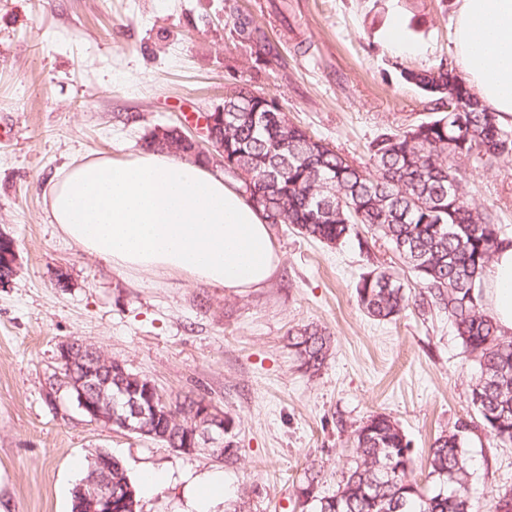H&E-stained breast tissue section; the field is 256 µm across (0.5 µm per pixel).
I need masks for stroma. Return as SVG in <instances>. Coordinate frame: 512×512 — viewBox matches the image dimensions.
Masks as SVG:
<instances>
[{
	"instance_id": "1",
	"label": "stroma",
	"mask_w": 512,
	"mask_h": 512,
	"mask_svg": "<svg viewBox=\"0 0 512 512\" xmlns=\"http://www.w3.org/2000/svg\"><path fill=\"white\" fill-rule=\"evenodd\" d=\"M454 12L455 0H0V235L16 249L0 287V512H71L83 477L73 463L99 450L132 482L168 473L137 512H189L188 482L216 471L221 512H299L306 474L319 471L321 494L332 493L356 456L354 429L376 412L401 427L423 487L434 439L464 423L473 496L512 488V445H495L468 406L475 366L447 317L410 309L376 321L359 307L364 273L408 276L383 242L362 232L329 247L272 227L277 276L232 293L180 274L128 275L47 215L49 187L72 163L142 151L160 126L200 127L233 88L275 99L366 165L370 141L431 109L402 70L457 67ZM244 17L259 30L250 42L236 32ZM464 188L512 233V162L467 167ZM307 325L333 339L315 373L288 345ZM74 338L166 394L223 409L233 460L90 422L65 396L52 408L57 347Z\"/></svg>"
}]
</instances>
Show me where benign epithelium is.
<instances>
[{"label":"benign epithelium","mask_w":512,"mask_h":512,"mask_svg":"<svg viewBox=\"0 0 512 512\" xmlns=\"http://www.w3.org/2000/svg\"><path fill=\"white\" fill-rule=\"evenodd\" d=\"M226 112L220 108L206 113L203 126L195 131L189 127H159L155 130L152 146L162 152L181 153L184 145L192 146L191 154L200 155L211 163L224 166V124ZM15 249L12 241L0 248V286L8 283L13 274ZM58 361L65 364L66 375L57 377L48 392L49 403L59 405L57 393L64 390L82 412L95 423L118 425L133 433L144 434L151 422L172 419L170 400L159 388L149 383L144 397H137L127 382L113 378L114 359L94 344L82 340H66L58 346ZM224 412L216 405L204 402L202 413L195 417L197 426L186 431L180 448L194 453L203 448H224ZM87 512H125L129 501L113 504L112 467L104 454L93 459L90 477L77 489Z\"/></svg>","instance_id":"benign-epithelium-1"}]
</instances>
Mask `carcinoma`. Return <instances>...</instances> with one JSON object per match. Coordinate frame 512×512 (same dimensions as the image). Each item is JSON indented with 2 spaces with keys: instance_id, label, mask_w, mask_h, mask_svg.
Instances as JSON below:
<instances>
[{
  "instance_id": "cac0c4a2",
  "label": "carcinoma",
  "mask_w": 512,
  "mask_h": 512,
  "mask_svg": "<svg viewBox=\"0 0 512 512\" xmlns=\"http://www.w3.org/2000/svg\"><path fill=\"white\" fill-rule=\"evenodd\" d=\"M404 81L431 97L423 120L376 136L370 164L361 167L329 144L280 119L277 105L250 90L226 101L240 105L224 131V175L270 225L288 224L325 245H338L362 227L385 241L413 278L408 287L386 267L363 274L359 305L375 320H395L410 308L439 312L455 329L465 358L477 365L467 403L494 441L512 444V336L499 332L484 308L483 275L507 240L495 214L466 194L459 162L487 166L512 159V126L489 111L454 69H405ZM466 100L465 112L448 109ZM331 345L325 330L307 326L288 336L300 367L317 372ZM204 399L175 396L181 424L159 442L182 446ZM466 426L435 438L424 490L410 444L388 415L369 416L354 430L356 457L336 492H317L312 472L297 490L301 512H512V489L486 505L471 496ZM112 489L132 485L112 457Z\"/></svg>"
}]
</instances>
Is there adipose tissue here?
Returning <instances> with one entry per match:
<instances>
[{
  "label": "adipose tissue",
  "mask_w": 512,
  "mask_h": 512,
  "mask_svg": "<svg viewBox=\"0 0 512 512\" xmlns=\"http://www.w3.org/2000/svg\"><path fill=\"white\" fill-rule=\"evenodd\" d=\"M454 53L480 100L512 125V0H457ZM51 223L122 271L180 273L238 293L266 287L281 259L268 225L223 176L159 151L70 166L48 199ZM486 299L512 334V243L484 274Z\"/></svg>",
  "instance_id": "ef3b65f1"
}]
</instances>
